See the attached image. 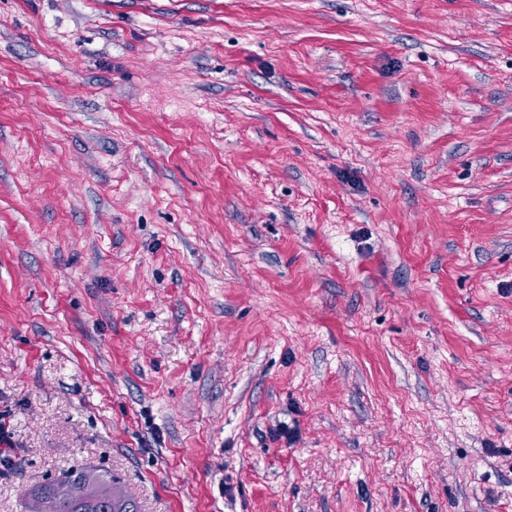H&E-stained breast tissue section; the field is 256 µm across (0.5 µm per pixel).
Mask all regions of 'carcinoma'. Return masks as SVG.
<instances>
[{
	"mask_svg": "<svg viewBox=\"0 0 512 512\" xmlns=\"http://www.w3.org/2000/svg\"><path fill=\"white\" fill-rule=\"evenodd\" d=\"M59 480L49 478L27 492L31 512H139L136 501L112 490V475L96 474V482L78 501L60 499L56 495Z\"/></svg>",
	"mask_w": 512,
	"mask_h": 512,
	"instance_id": "cac0c4a2",
	"label": "carcinoma"
}]
</instances>
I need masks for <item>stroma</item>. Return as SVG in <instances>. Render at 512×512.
I'll use <instances>...</instances> for the list:
<instances>
[{
	"label": "stroma",
	"instance_id": "35a3bbf8",
	"mask_svg": "<svg viewBox=\"0 0 512 512\" xmlns=\"http://www.w3.org/2000/svg\"><path fill=\"white\" fill-rule=\"evenodd\" d=\"M0 418V512H512V0H0ZM93 473L96 482L85 489L81 485H63L59 487L60 496L75 500L60 499L56 495V486L61 482H81L87 474ZM112 475L75 467L66 472L63 479H45L27 492L31 512H139L136 501L126 495L115 494L112 490ZM85 495V497H84ZM84 497V498H83ZM83 498V499H82ZM81 499V500H80Z\"/></svg>",
	"mask_w": 512,
	"mask_h": 512
}]
</instances>
